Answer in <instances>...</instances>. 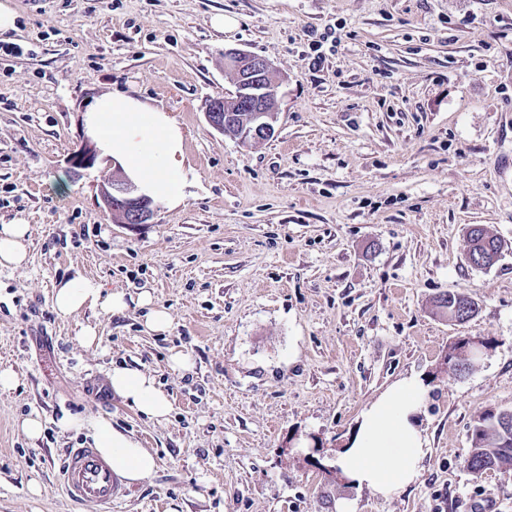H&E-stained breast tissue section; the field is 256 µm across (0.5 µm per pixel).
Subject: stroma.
I'll return each mask as SVG.
<instances>
[{"instance_id": "35a3bbf8", "label": "stroma", "mask_w": 512, "mask_h": 512, "mask_svg": "<svg viewBox=\"0 0 512 512\" xmlns=\"http://www.w3.org/2000/svg\"><path fill=\"white\" fill-rule=\"evenodd\" d=\"M11 3L0 224L29 237L26 266L0 268V368L19 380L0 391V512H95L55 476L101 417L158 462L112 512H512V473L464 463L478 414L512 410V0ZM229 48L266 58L279 83L275 134L249 147L205 118L234 90ZM112 91L169 112L197 175L136 230L102 207L112 161L69 163L84 112ZM471 224L505 245L491 268L466 259ZM78 274L125 291L127 310L59 316L53 290ZM144 291L167 331L146 330ZM445 292L474 299L475 317L449 321ZM87 322L100 347L80 342ZM459 336L492 342L460 374ZM178 351L191 369L171 367ZM115 365L157 377L167 420L113 393ZM411 373L429 383L419 479L387 498L348 486L337 448Z\"/></svg>"}]
</instances>
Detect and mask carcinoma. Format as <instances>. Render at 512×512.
Returning <instances> with one entry per match:
<instances>
[{"mask_svg": "<svg viewBox=\"0 0 512 512\" xmlns=\"http://www.w3.org/2000/svg\"><path fill=\"white\" fill-rule=\"evenodd\" d=\"M467 258L477 268H489L492 256L502 249V242L490 235L481 224H472L467 230ZM474 301L461 294L444 293L437 297L436 307L448 313V319L459 321L466 306ZM471 351L461 341L451 344L448 363L463 367L470 365ZM466 468L475 475L487 471H512V410H486L474 425L471 445L465 458Z\"/></svg>", "mask_w": 512, "mask_h": 512, "instance_id": "obj_1", "label": "carcinoma"}]
</instances>
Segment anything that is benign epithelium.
I'll list each match as a JSON object with an SVG mask.
<instances>
[{
	"mask_svg": "<svg viewBox=\"0 0 512 512\" xmlns=\"http://www.w3.org/2000/svg\"><path fill=\"white\" fill-rule=\"evenodd\" d=\"M224 68L235 80V91L226 98H213L205 108L208 123L216 130L237 139L243 145L264 141L275 133L278 117V83L273 78L272 64L238 49L224 51ZM249 101L252 108L244 121L237 119L236 103ZM98 150L86 139L71 156L76 167L95 164ZM104 209L121 219V223L137 229L151 223L154 216L152 200L139 193L137 186L123 175L113 174L100 184Z\"/></svg>",
	"mask_w": 512,
	"mask_h": 512,
	"instance_id": "1",
	"label": "benign epithelium"
}]
</instances>
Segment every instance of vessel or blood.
Listing matches in <instances>:
<instances>
[{
    "mask_svg": "<svg viewBox=\"0 0 512 512\" xmlns=\"http://www.w3.org/2000/svg\"><path fill=\"white\" fill-rule=\"evenodd\" d=\"M59 479L63 491L73 502L96 506L101 512H110L113 499L126 489L123 477L91 443L66 450L59 467Z\"/></svg>",
    "mask_w": 512,
    "mask_h": 512,
    "instance_id": "b4317fda",
    "label": "vessel or blood"
}]
</instances>
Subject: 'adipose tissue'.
Segmentation results:
<instances>
[{"instance_id": "obj_1", "label": "adipose tissue", "mask_w": 512, "mask_h": 512, "mask_svg": "<svg viewBox=\"0 0 512 512\" xmlns=\"http://www.w3.org/2000/svg\"><path fill=\"white\" fill-rule=\"evenodd\" d=\"M83 122L102 155L122 163L140 193L169 206L184 201L195 174L184 166V137L174 118L130 95L110 92L96 99ZM127 307L124 291H104L99 282L81 275L54 293V308L63 317L87 310L117 315ZM109 382L116 396L149 418L162 421L172 412L167 393L148 372L116 366ZM426 394L420 377L406 376L361 412L336 460L351 484L388 497L417 481L419 463L428 452L419 424ZM94 445L128 483L142 481L156 468L153 453L107 418L94 423Z\"/></svg>"}]
</instances>
